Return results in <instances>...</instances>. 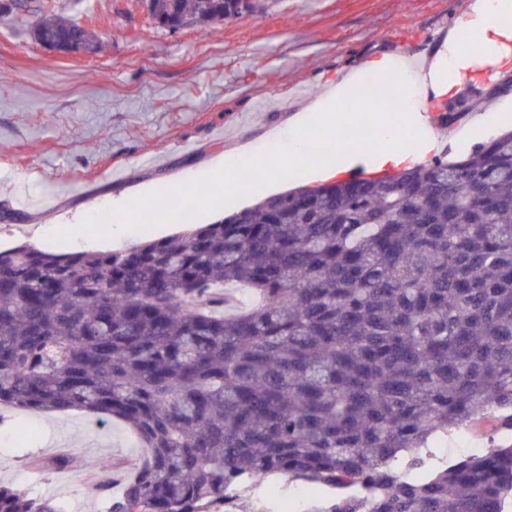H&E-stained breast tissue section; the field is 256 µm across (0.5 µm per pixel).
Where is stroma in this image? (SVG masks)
<instances>
[{
	"instance_id": "35a3bbf8",
	"label": "stroma",
	"mask_w": 512,
	"mask_h": 512,
	"mask_svg": "<svg viewBox=\"0 0 512 512\" xmlns=\"http://www.w3.org/2000/svg\"><path fill=\"white\" fill-rule=\"evenodd\" d=\"M63 15L92 20L102 44L72 57L37 43L36 13L0 17V247L29 243L56 252L119 250L141 239L138 223L106 243L112 212L161 191L158 217L167 235L184 232L173 213L184 190L205 192V175L225 153L269 151L298 139L291 125L304 99L357 69L361 60L395 57L407 42L413 58L432 59L468 12V0H252V10L213 28L155 25L144 0H56ZM507 68L490 66L445 94L474 111L450 123L468 146L512 128V92L485 90ZM69 226L73 243L58 242ZM20 437L0 427V481L64 503L66 512H106L91 490L104 474L141 459L137 439L115 420L84 412L54 418L23 414ZM60 454L96 461L95 470L57 472ZM328 492L274 476L239 491L236 512H311Z\"/></svg>"
}]
</instances>
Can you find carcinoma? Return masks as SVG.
Returning a JSON list of instances; mask_svg holds the SVG:
<instances>
[{"label": "carcinoma", "mask_w": 512, "mask_h": 512, "mask_svg": "<svg viewBox=\"0 0 512 512\" xmlns=\"http://www.w3.org/2000/svg\"><path fill=\"white\" fill-rule=\"evenodd\" d=\"M240 0H150L218 27ZM36 41L96 53L75 19ZM253 296L238 306L231 288ZM115 418L145 455L107 512H229L274 474L313 512H504L512 444L431 458L461 427L512 432V131L455 161L270 197L118 251L0 249V409ZM58 471L93 461L51 458ZM0 512H65L0 482Z\"/></svg>", "instance_id": "cac0c4a2"}]
</instances>
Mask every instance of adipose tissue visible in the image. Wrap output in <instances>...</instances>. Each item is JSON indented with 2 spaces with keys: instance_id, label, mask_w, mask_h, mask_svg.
<instances>
[{
  "instance_id": "ef3b65f1",
  "label": "adipose tissue",
  "mask_w": 512,
  "mask_h": 512,
  "mask_svg": "<svg viewBox=\"0 0 512 512\" xmlns=\"http://www.w3.org/2000/svg\"><path fill=\"white\" fill-rule=\"evenodd\" d=\"M512 54V0H477L461 25L448 36L439 58L411 76H404L389 59L373 62L372 70L383 87L371 109L376 123L362 146H354V136L363 119V82L351 75L306 104L293 118L310 139L295 141L287 166L272 155H253L254 167L272 179L282 178L283 168H303L311 180L324 181L337 173L370 164L376 168H405L418 165L435 146L434 138L411 141L408 130L423 123L417 97H437L459 84L476 68L495 63ZM400 98L409 100L407 114L390 118L387 104Z\"/></svg>"
}]
</instances>
